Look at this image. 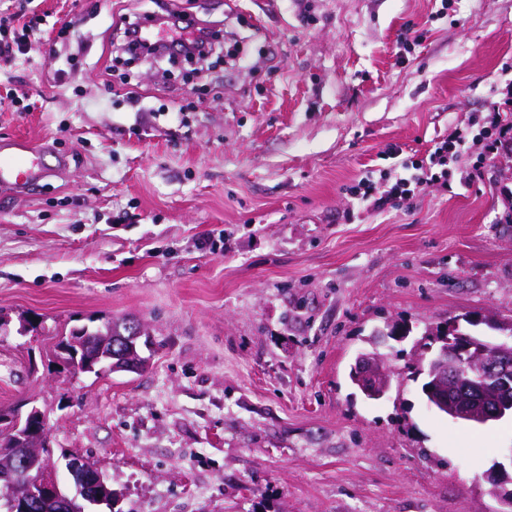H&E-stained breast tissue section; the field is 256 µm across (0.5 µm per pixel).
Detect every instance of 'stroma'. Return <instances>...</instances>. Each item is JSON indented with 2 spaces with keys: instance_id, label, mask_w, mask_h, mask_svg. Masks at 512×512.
<instances>
[{
  "instance_id": "stroma-1",
  "label": "stroma",
  "mask_w": 512,
  "mask_h": 512,
  "mask_svg": "<svg viewBox=\"0 0 512 512\" xmlns=\"http://www.w3.org/2000/svg\"><path fill=\"white\" fill-rule=\"evenodd\" d=\"M179 7L237 54L184 76L112 61L151 0H41L28 58L0 62V138L69 160L0 192V410H44L55 457L94 463L116 512H502L484 476L512 464V417L441 414L408 366L448 319L512 321V112L409 206L351 220L345 188L392 146L415 160L482 127L512 0ZM112 318L145 326L147 367L70 377L57 332ZM394 322L409 339H373ZM372 347L398 374L379 400L348 380Z\"/></svg>"
}]
</instances>
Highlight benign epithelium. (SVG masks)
Returning a JSON list of instances; mask_svg holds the SVG:
<instances>
[{
	"label": "benign epithelium",
	"instance_id": "obj_1",
	"mask_svg": "<svg viewBox=\"0 0 512 512\" xmlns=\"http://www.w3.org/2000/svg\"><path fill=\"white\" fill-rule=\"evenodd\" d=\"M455 323H448L446 346L442 357L434 363V371L442 377H452L470 383L475 372H480L479 390L495 396L496 409L483 410L478 414L472 408L479 406L473 399H458L448 405V392L438 390V399L443 408L450 409L451 416L471 423L485 424L512 412V367L485 354L476 342L457 344L451 337ZM142 329H135L130 336H92L79 350L70 351L68 359L62 361L70 375L77 377L86 373L108 371L139 372L145 362L131 360L121 366L114 362L117 354L113 349H133L139 343ZM384 359L376 353H365L357 359L354 370L369 399L384 396L387 383L383 379ZM0 435L11 443L10 454L0 462V486L9 488L4 496V507L8 512H86L84 503L112 505V488L96 467L81 465L79 461L66 464L73 479L74 489L63 486L57 476L50 441V426L41 411L33 407L23 413L12 410L0 414Z\"/></svg>",
	"mask_w": 512,
	"mask_h": 512
}]
</instances>
